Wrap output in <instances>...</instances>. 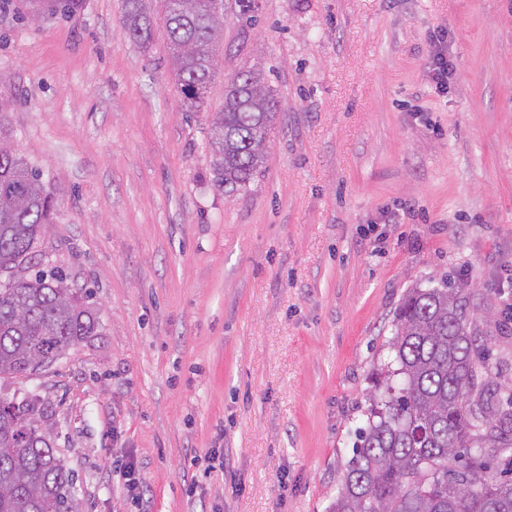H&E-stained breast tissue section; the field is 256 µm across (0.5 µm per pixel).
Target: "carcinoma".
Returning <instances> with one entry per match:
<instances>
[{
	"instance_id": "obj_1",
	"label": "carcinoma",
	"mask_w": 512,
	"mask_h": 512,
	"mask_svg": "<svg viewBox=\"0 0 512 512\" xmlns=\"http://www.w3.org/2000/svg\"><path fill=\"white\" fill-rule=\"evenodd\" d=\"M148 0H124L123 26L150 33ZM169 65L190 108L218 65L224 0H161ZM275 102L257 72L224 86L209 121L211 168L224 194L247 189L266 161ZM54 210L39 172L0 131V274L29 264ZM87 294L57 272L0 284V378L50 364L94 333ZM461 280L407 289L378 368V390L329 512H512V379L494 347L512 337ZM0 512H75L72 473L29 404L0 400Z\"/></svg>"
}]
</instances>
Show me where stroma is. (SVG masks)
Segmentation results:
<instances>
[{
  "label": "stroma",
  "instance_id": "stroma-1",
  "mask_svg": "<svg viewBox=\"0 0 512 512\" xmlns=\"http://www.w3.org/2000/svg\"><path fill=\"white\" fill-rule=\"evenodd\" d=\"M258 6L224 0L192 110L162 9L143 49L123 0H0V128L55 202L20 275L62 270L98 321L0 396L47 408L77 512H328L407 288L451 273L512 306V0ZM243 71L276 117L228 198L208 124ZM426 76L438 93H447L448 85L453 79L454 68L448 54L442 46L437 47L429 60Z\"/></svg>",
  "mask_w": 512,
  "mask_h": 512
}]
</instances>
